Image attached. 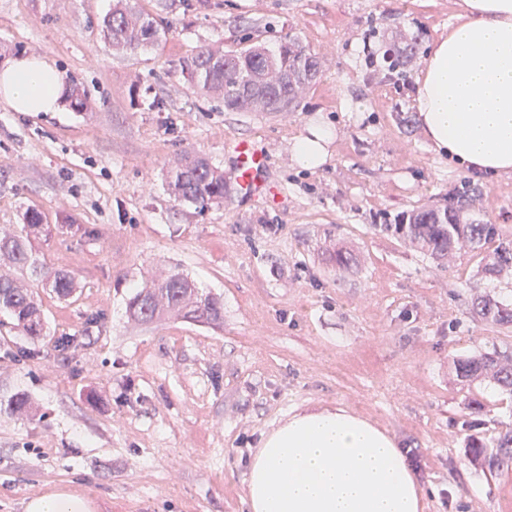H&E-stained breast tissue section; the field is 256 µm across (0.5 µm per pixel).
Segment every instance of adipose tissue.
Here are the masks:
<instances>
[{"label":"adipose tissue","instance_id":"adipose-tissue-1","mask_svg":"<svg viewBox=\"0 0 512 512\" xmlns=\"http://www.w3.org/2000/svg\"><path fill=\"white\" fill-rule=\"evenodd\" d=\"M63 71L40 55L0 65V106L59 112ZM419 126L436 153L488 179L512 174V0H462L457 23L428 50L416 78ZM248 512H423L406 450L369 419L339 407L295 413L261 432L245 473ZM60 488L25 512H93Z\"/></svg>","mask_w":512,"mask_h":512}]
</instances>
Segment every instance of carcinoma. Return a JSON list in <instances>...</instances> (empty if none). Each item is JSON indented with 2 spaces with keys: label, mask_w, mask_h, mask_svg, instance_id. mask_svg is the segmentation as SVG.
<instances>
[{
  "label": "carcinoma",
  "mask_w": 512,
  "mask_h": 512,
  "mask_svg": "<svg viewBox=\"0 0 512 512\" xmlns=\"http://www.w3.org/2000/svg\"><path fill=\"white\" fill-rule=\"evenodd\" d=\"M104 40L116 49L134 52L155 44L160 33L157 23L147 14L136 11L128 0H116L112 12L102 21ZM396 59L410 58L415 46L403 29L395 32ZM194 67L197 84L202 90L222 97L224 108L235 112H275L276 103L295 104L302 89L316 80L320 60L309 53L296 38L258 53L247 47L238 51L199 50L186 67ZM169 185L176 199L199 210L224 199V172L201 157H187L171 170ZM477 188L464 184L448 198V205L414 209L402 215L394 226L385 230L415 242L435 258L446 257L465 244L479 250L499 237L495 224H468L463 213L475 200ZM18 234L0 235V312L9 314L28 336L40 335L42 317L25 281H38L54 294L65 298L75 290L74 282L63 271H49L33 255L32 234L41 226L42 215L29 210L22 217ZM512 267V240L498 244L493 256L484 260L482 274L487 281L498 278ZM184 312V316L206 323L224 319V302L199 291L187 276L177 272L153 288H143L128 303L134 318L149 322L163 310ZM477 315L498 325H512V304H504L480 294L474 297ZM460 376L469 380L483 373H493L498 385L512 392V354L496 348L479 357L458 362ZM473 457L489 470L512 464V430L486 445H471Z\"/></svg>",
  "instance_id": "obj_1"
}]
</instances>
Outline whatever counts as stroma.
Returning <instances> with one entry per match:
<instances>
[{
    "mask_svg": "<svg viewBox=\"0 0 512 512\" xmlns=\"http://www.w3.org/2000/svg\"><path fill=\"white\" fill-rule=\"evenodd\" d=\"M460 2L131 0L160 39L122 53L99 35L114 0H0V57H47L88 103L0 107V233L40 212L38 258L76 285L65 299L34 288L39 337L0 313V512L62 485L99 512H247L261 432L314 406L369 417L409 449L425 512H512V467L489 471L467 448L512 428V392L455 369L512 350V326L472 310L476 286L512 303V272L483 280L493 244L440 260L389 229L470 182L482 194L466 221L512 240V175L449 163L415 119L416 77ZM400 25L417 52L392 71L382 55ZM291 37L322 67L289 112L226 110L185 67L206 46ZM314 122L334 138L306 169L292 148ZM241 140L267 154L272 194L230 182L202 212L175 200L178 160L228 174ZM175 272L221 296V322L130 318L129 299Z\"/></svg>",
    "mask_w": 512,
    "mask_h": 512,
    "instance_id": "stroma-1",
    "label": "stroma"
}]
</instances>
